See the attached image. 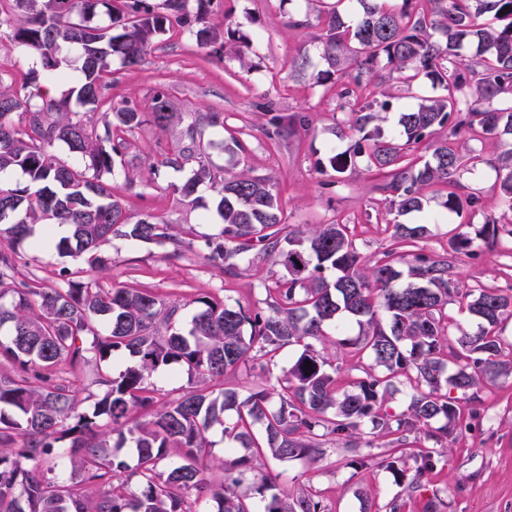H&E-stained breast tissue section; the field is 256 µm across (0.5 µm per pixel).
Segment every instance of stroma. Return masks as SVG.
<instances>
[{"instance_id": "obj_1", "label": "stroma", "mask_w": 512, "mask_h": 512, "mask_svg": "<svg viewBox=\"0 0 512 512\" xmlns=\"http://www.w3.org/2000/svg\"><path fill=\"white\" fill-rule=\"evenodd\" d=\"M211 17L228 18L230 28L249 35L246 53L251 69H241L230 56L221 61L211 57L190 34L170 32L160 37L138 68L112 60L103 100L117 104L127 99L145 110L162 85L171 90L177 110L184 115L222 113L223 128L203 132L204 140L211 143L213 166L229 164L220 140L238 137L246 146L243 165L252 175L273 178L276 184L284 231L339 217L353 228L362 256L370 261L379 258L389 245V234L382 225L389 202L364 169H356L340 183L320 171L317 161L334 143L332 130L346 115L339 110L333 91L291 75L292 62L302 57L310 69L323 66L320 46L312 39L317 24L313 7L306 0H215ZM268 99L277 111L309 115V131L270 140L258 118L259 104ZM184 131L181 125L165 132L147 124L135 129L129 136L133 148L111 177L133 213L146 211L175 227L184 241L180 258L168 259L166 247L116 234L101 249L107 260L105 269H89L84 274L105 289L136 282L164 301L178 304L176 324L182 328L188 327L195 312L194 299L204 295L250 310L267 309L271 298L265 286L284 273L283 267L254 251L241 263L237 276L213 275L204 243L219 234L221 225L203 218L213 203V190L200 187L196 202L191 203L172 190L182 181V173L169 170L155 179L149 172L159 145L180 139ZM468 147L482 160L464 172L460 182L466 192L480 195L485 203L484 210L470 215L471 229H480L491 215L504 223L512 221V211L499 201L497 173L487 163L500 151V142L472 141ZM19 265L24 275L46 286L58 283L61 269L77 267L72 259L25 249L20 252ZM453 271L468 287L512 286V237L500 235L490 246L476 242L474 254L456 256ZM300 352L297 346L283 347L274 354L251 352L245 363L225 373L224 384L244 396L260 386L276 390ZM133 363V358L125 356L97 367L64 365L59 375L78 390L83 409L89 410L100 393L93 382L95 372L115 375ZM408 441L412 452L393 471L377 467L352 471L347 453L333 448L315 462L270 458L262 471L280 492L295 494L303 488L317 492L325 512H423L431 501L437 512H512V377L480 384L478 400L466 409L447 462L413 490L398 481L397 471L413 475L415 452L432 451L436 445L422 431L411 433Z\"/></svg>"}]
</instances>
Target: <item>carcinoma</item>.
I'll return each instance as SVG.
<instances>
[{"label":"carcinoma","instance_id":"obj_1","mask_svg":"<svg viewBox=\"0 0 512 512\" xmlns=\"http://www.w3.org/2000/svg\"><path fill=\"white\" fill-rule=\"evenodd\" d=\"M11 2V13L0 12V28L9 29L11 45L36 54L49 82L70 80L72 70L81 78L66 99L48 96L36 75L25 78L22 93L0 80V174L19 168L27 175L23 185L0 187V207L9 205L17 215V223L0 227V356L16 366L15 374L0 377V512H201L196 504L208 499L217 502L216 512H252L238 492L248 473L266 501L264 512H324L311 491L275 490L258 460L316 461L326 444L336 442L350 453L353 470L373 462L394 471L407 435L439 422L429 437L442 451L416 456L409 487H419L447 457L448 440L457 436L464 407L477 401L481 380L512 375V342L498 332L512 318V287L481 288L467 304L478 327L460 332L458 369L447 374L444 310L472 295L450 273L448 255L471 252L475 237L454 235L446 255L418 246L436 221L428 188L444 186L439 206L458 216L482 207L479 196L461 192L460 178L474 157L459 150L458 138L512 135V0H428L427 8L421 0H307L320 24L315 40L323 68L310 72L306 60L298 59L291 64L294 78L336 88L347 120L333 134L340 142L350 140L344 150L331 145L318 167L342 179L364 160L394 209L386 221L391 248L372 263L359 252L349 225L338 220L281 235L273 180L245 168H214L201 135L219 125L220 116H191L183 137L161 149L150 173L158 178L167 169L192 165L190 176L171 185L185 200H194L202 185L217 187L215 209L223 229L205 241L217 273L237 275L239 261L257 248L285 274L271 286L268 311L202 296L194 300L199 310L187 329L173 326L178 306L134 285L106 290L64 268L61 281L47 288L21 273L17 247L39 228L34 249L81 258L97 269L106 266L100 247L121 232L167 244L168 257H178L183 240L174 227L150 215L133 219L112 183L102 179L124 162L131 147L127 133L144 124L164 131L182 121L170 93L157 89L146 112L122 101L106 113L101 132L92 118L71 109L70 98L95 111L112 58L134 68L176 28L192 33L202 47L219 46L248 68L241 47L249 39L222 24H206L213 0H161L156 6L146 0ZM100 5L108 8V26L91 24ZM486 14L498 25L480 21ZM115 23L122 27L117 35ZM382 66L399 74L409 94L419 79L441 90L399 112L393 131L383 127L395 96L382 89ZM474 92L478 97L472 100ZM259 109L268 117L271 140L309 130L310 119L301 112L281 115L267 103ZM438 127L448 128V138L434 140ZM56 142L76 153L83 168L52 154L49 147ZM487 164L498 172L499 197L512 209V148ZM57 226L67 233L56 234ZM98 320L108 323L109 334L95 332ZM353 324L358 334L350 339ZM331 336L334 347L349 350L361 377L346 380L329 353L309 343ZM287 343L302 351L284 371L277 405L264 388L241 400L224 387V373L250 352ZM126 354L135 365L116 377L97 373L95 383L105 390L91 414L56 377L62 363L83 367ZM162 366H185L194 380L152 420L141 422L137 415L156 402L145 380ZM398 378L414 382L415 393L407 410L393 418L382 406ZM101 416L117 435L113 444L100 431ZM366 424L376 436L393 437L387 456L363 452L373 447L361 442ZM215 426L222 428L224 452L232 456L218 486L195 464ZM62 440L69 441L65 456L56 448ZM127 444L137 454L134 468L117 454ZM172 448L184 450V461L158 469ZM54 457L62 475L46 478L36 463ZM67 471L74 477H64Z\"/></svg>","mask_w":512,"mask_h":512}]
</instances>
